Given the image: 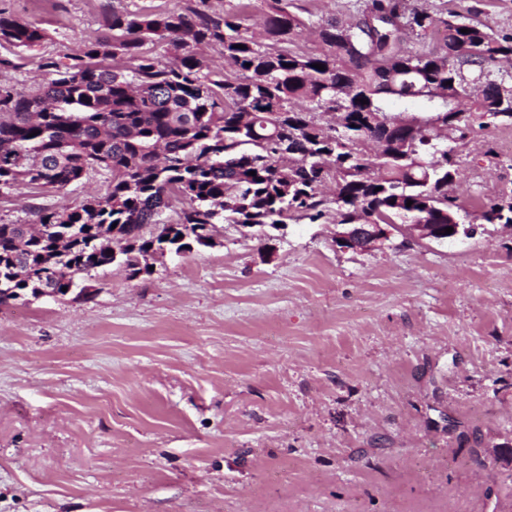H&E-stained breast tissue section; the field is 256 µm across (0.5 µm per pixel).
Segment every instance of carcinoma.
Listing matches in <instances>:
<instances>
[{
	"mask_svg": "<svg viewBox=\"0 0 512 512\" xmlns=\"http://www.w3.org/2000/svg\"><path fill=\"white\" fill-rule=\"evenodd\" d=\"M205 5L114 10L112 39L41 57L54 78L35 92L0 86V190L60 191L91 170L112 177L105 196L78 209L35 210L38 236L0 223V297L42 288L65 296L74 276L112 267L114 248L130 275L140 274L154 245L141 228L161 223L175 198L189 202L170 229L177 255L202 245L208 225L315 223L332 204L338 224L364 215L405 224L427 208L448 225L457 216V161L442 131L462 141L476 126L512 125V95L496 93L499 84L512 88V71L500 68L512 60V38L486 23L436 18L416 0L354 3L342 34L328 20L317 27L320 51L301 54L285 49L306 27L288 0H268L261 39L242 29L239 12L210 14ZM436 27L437 46L403 47L405 36ZM45 39L43 29L0 13V42L31 50ZM204 45L222 47L224 71L199 56ZM156 46L174 61L163 62ZM117 56L131 66L111 65ZM384 64L405 75L390 94ZM446 88L457 105L435 95ZM390 97L425 101L422 125L389 111ZM481 218L512 224V197L489 201Z\"/></svg>",
	"mask_w": 512,
	"mask_h": 512,
	"instance_id": "cac0c4a2",
	"label": "carcinoma"
}]
</instances>
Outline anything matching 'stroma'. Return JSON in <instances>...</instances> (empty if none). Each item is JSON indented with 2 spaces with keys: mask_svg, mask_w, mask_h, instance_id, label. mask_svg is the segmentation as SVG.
<instances>
[{
  "mask_svg": "<svg viewBox=\"0 0 512 512\" xmlns=\"http://www.w3.org/2000/svg\"><path fill=\"white\" fill-rule=\"evenodd\" d=\"M294 44L350 0H294ZM512 36V0H425ZM184 0H0L43 28L0 46V85L46 82L42 55L109 36L113 10ZM512 127L458 144L470 237L343 250L333 221L272 238L217 225L213 246L86 278L88 296L0 307V512H512V225L480 224L512 192ZM104 171L65 190L0 191V221L105 195Z\"/></svg>",
  "mask_w": 512,
  "mask_h": 512,
  "instance_id": "35a3bbf8",
  "label": "stroma"
}]
</instances>
